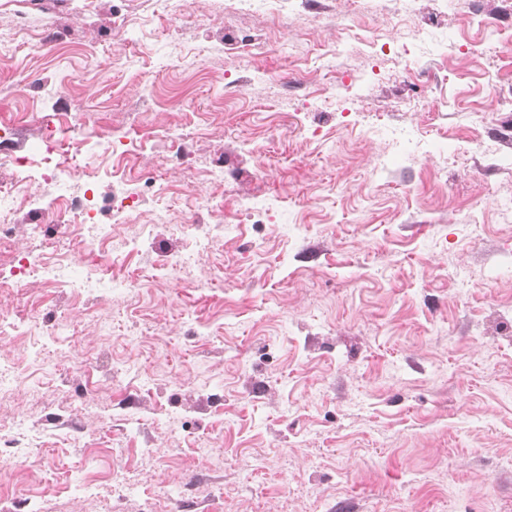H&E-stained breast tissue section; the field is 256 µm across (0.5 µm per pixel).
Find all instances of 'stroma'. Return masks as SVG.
Masks as SVG:
<instances>
[{
  "instance_id": "35a3bbf8",
  "label": "stroma",
  "mask_w": 512,
  "mask_h": 512,
  "mask_svg": "<svg viewBox=\"0 0 512 512\" xmlns=\"http://www.w3.org/2000/svg\"><path fill=\"white\" fill-rule=\"evenodd\" d=\"M34 0L21 44L0 0V178L10 155L66 123V175L121 181L103 141L160 185L182 219L231 224L190 272L162 270L191 234L157 227L119 251L136 294L33 285L0 293L26 341L0 335L21 374L0 469L41 512H512V14L497 0ZM264 34L250 63L224 33ZM395 54L376 52L372 31ZM337 49L335 65L325 56ZM124 56L113 64L114 55ZM353 78L349 100L328 91ZM180 129L190 155L155 133ZM428 154L412 149L413 141ZM236 173L216 188V159ZM270 204L262 220L243 203ZM14 251L93 264L59 247L51 213L13 217Z\"/></svg>"
}]
</instances>
